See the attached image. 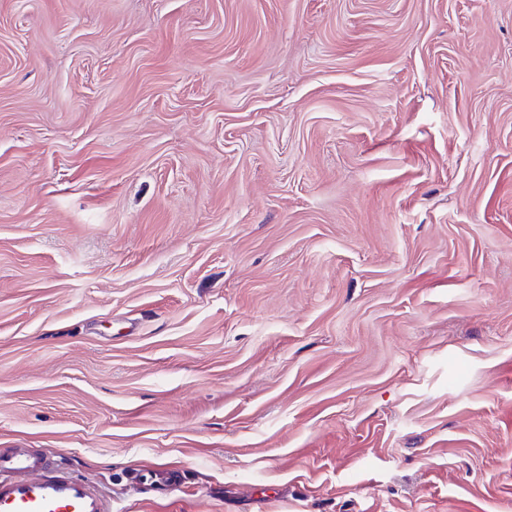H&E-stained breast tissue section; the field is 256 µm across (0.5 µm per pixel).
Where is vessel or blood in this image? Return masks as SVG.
<instances>
[{"label":"vessel or blood","instance_id":"b4317fda","mask_svg":"<svg viewBox=\"0 0 512 512\" xmlns=\"http://www.w3.org/2000/svg\"><path fill=\"white\" fill-rule=\"evenodd\" d=\"M0 512H112L85 479L35 448H0Z\"/></svg>","mask_w":512,"mask_h":512}]
</instances>
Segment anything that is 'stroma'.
I'll return each mask as SVG.
<instances>
[{"instance_id":"35a3bbf8","label":"stroma","mask_w":512,"mask_h":512,"mask_svg":"<svg viewBox=\"0 0 512 512\" xmlns=\"http://www.w3.org/2000/svg\"><path fill=\"white\" fill-rule=\"evenodd\" d=\"M0 448L512 512V0H0Z\"/></svg>"}]
</instances>
